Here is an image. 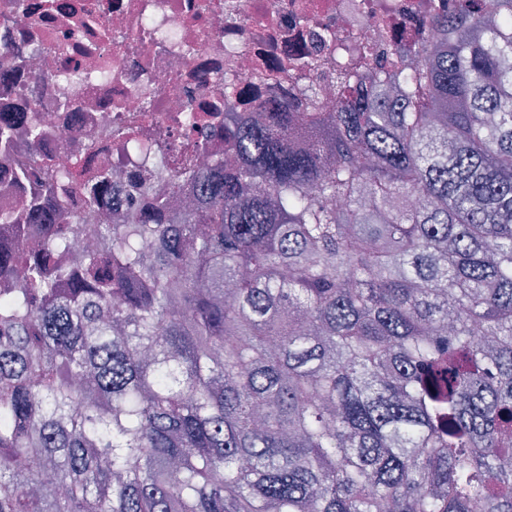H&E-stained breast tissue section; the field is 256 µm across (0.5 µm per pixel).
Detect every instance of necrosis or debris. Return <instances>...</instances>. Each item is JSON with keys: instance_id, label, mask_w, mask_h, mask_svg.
<instances>
[{"instance_id": "1", "label": "necrosis or debris", "mask_w": 512, "mask_h": 512, "mask_svg": "<svg viewBox=\"0 0 512 512\" xmlns=\"http://www.w3.org/2000/svg\"><path fill=\"white\" fill-rule=\"evenodd\" d=\"M23 2L17 12L0 0V48L30 61L24 76L0 80V110L17 116L20 138L27 120L40 123L34 156L53 169H69L78 158L85 172L106 163L122 173L120 191L101 202L98 224L170 190L149 163L126 155L124 139L146 141L160 129L174 145L195 144L199 168H214L224 142L210 129L224 121L227 84L242 89L234 105L242 119H250L257 98L304 111L309 90L332 95L337 66L350 61L358 63L352 81L370 86L377 66L361 61L368 43L389 61L415 67L416 53L402 50L404 35L440 39L429 19L457 6V0ZM145 16L151 26H142ZM298 48L326 58L327 67L298 75L291 66ZM32 99L38 111L29 110ZM188 109L201 118L193 131L179 123ZM31 157L0 147V211L17 210L24 198L16 170Z\"/></svg>"}]
</instances>
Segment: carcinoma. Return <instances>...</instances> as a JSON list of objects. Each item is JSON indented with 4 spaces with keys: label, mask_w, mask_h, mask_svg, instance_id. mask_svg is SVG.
Instances as JSON below:
<instances>
[{
    "label": "carcinoma",
    "mask_w": 512,
    "mask_h": 512,
    "mask_svg": "<svg viewBox=\"0 0 512 512\" xmlns=\"http://www.w3.org/2000/svg\"><path fill=\"white\" fill-rule=\"evenodd\" d=\"M485 2L433 19L458 39L398 97L341 68L299 127L224 113L211 170L126 142L197 183L177 224L87 223L110 168H20L0 224L45 236L0 247V512H512V13Z\"/></svg>",
    "instance_id": "carcinoma-1"
}]
</instances>
